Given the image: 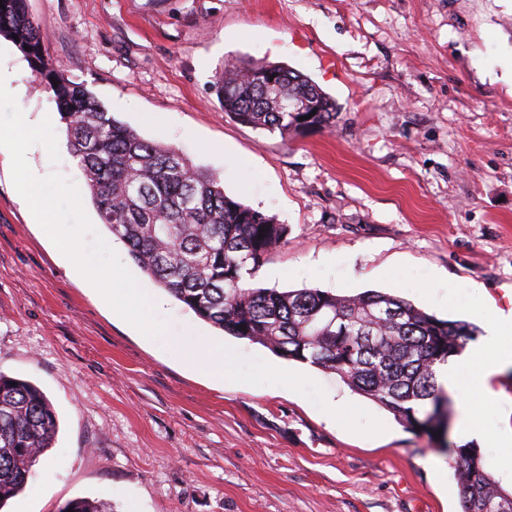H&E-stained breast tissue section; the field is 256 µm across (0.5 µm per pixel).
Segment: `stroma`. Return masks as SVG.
Segmentation results:
<instances>
[{"mask_svg": "<svg viewBox=\"0 0 512 512\" xmlns=\"http://www.w3.org/2000/svg\"><path fill=\"white\" fill-rule=\"evenodd\" d=\"M46 69L84 85L145 139L218 174L286 225L250 284L376 290L485 327L512 310V0H27ZM284 63L335 101L334 127L288 140L225 116V60ZM0 69L31 122L55 111L0 35ZM53 129L31 166L85 178ZM111 247L172 323L146 338L78 277L0 166V373L36 384L53 448L7 512L85 497L113 512H459L463 423L512 422V365L494 398L449 391L448 437L414 432L338 375L198 318ZM230 355L223 381L186 349Z\"/></svg>", "mask_w": 512, "mask_h": 512, "instance_id": "1", "label": "stroma"}]
</instances>
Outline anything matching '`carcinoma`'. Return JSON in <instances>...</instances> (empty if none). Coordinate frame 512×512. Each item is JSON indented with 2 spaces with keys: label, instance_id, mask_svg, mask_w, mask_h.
<instances>
[{
  "label": "carcinoma",
  "instance_id": "carcinoma-1",
  "mask_svg": "<svg viewBox=\"0 0 512 512\" xmlns=\"http://www.w3.org/2000/svg\"><path fill=\"white\" fill-rule=\"evenodd\" d=\"M25 2L0 0V35L18 37L16 45L47 82L102 224L137 265L225 334L336 373L406 427L431 437L443 433L433 416L445 395L436 367L460 355L477 327L379 291L342 297L318 288L249 287L284 242L286 227L225 194L210 170L115 119L83 85L43 72V39ZM216 84L225 115L283 139L336 123L334 100L279 63L227 60ZM57 431L41 389L0 373V510L25 490ZM452 468L461 512H512V492L485 469L478 448H454ZM69 508L112 512L105 502L81 497L60 512Z\"/></svg>",
  "mask_w": 512,
  "mask_h": 512
}]
</instances>
